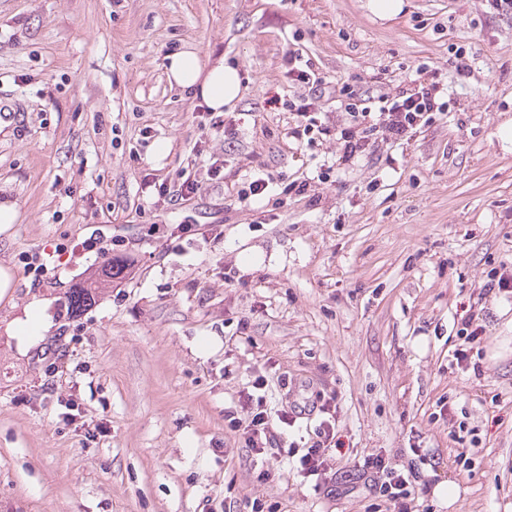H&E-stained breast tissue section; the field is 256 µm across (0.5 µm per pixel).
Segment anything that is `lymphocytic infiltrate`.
Wrapping results in <instances>:
<instances>
[{"instance_id":"f902f5d3","label":"lymphocytic infiltrate","mask_w":512,"mask_h":512,"mask_svg":"<svg viewBox=\"0 0 512 512\" xmlns=\"http://www.w3.org/2000/svg\"><path fill=\"white\" fill-rule=\"evenodd\" d=\"M284 67V76L289 85L306 90L305 95L285 103L295 117L291 137L310 145L330 136L336 137L340 144L338 161L342 164L368 150L370 131L380 132L386 141H407L450 107L447 90L433 73L416 80L413 87L391 95L382 91L372 93L347 84L338 88L330 86L314 63L296 51L288 53ZM339 96L347 101L344 115L333 122L325 120L323 98ZM201 155L200 148H193L179 173L177 186L171 187L164 182L155 184L159 199L187 201L197 193L202 179L222 178L223 160L216 159L207 164L202 161ZM483 321V315L472 310L461 316L457 322L461 342L452 353L458 368L473 371L477 376L482 373V364L472 359L471 351L483 341L486 333ZM265 385V377H256L250 390L240 395L237 405L224 411L226 428L243 437L247 448L258 460L266 456L276 438L262 396ZM336 406V398L332 395L320 398L316 403H295L283 408L278 419L281 424L290 427L306 414H321L322 419L309 446L297 460V470L302 477L321 482L324 495L344 497L348 491L343 484L327 476V460L336 438L330 416L335 413ZM347 478L355 483H364L366 488L377 494L386 512H410L415 498L414 483L410 475L392 467L384 455L376 453L364 457L363 461L354 464Z\"/></svg>"}]
</instances>
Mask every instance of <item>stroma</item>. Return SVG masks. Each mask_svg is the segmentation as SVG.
Instances as JSON below:
<instances>
[{"label": "stroma", "instance_id": "35a3bbf8", "mask_svg": "<svg viewBox=\"0 0 512 512\" xmlns=\"http://www.w3.org/2000/svg\"><path fill=\"white\" fill-rule=\"evenodd\" d=\"M367 3L0 0V202L20 213L0 233L13 275L0 299V512H251L257 499L377 512L368 488L327 498L297 473L316 414L278 438L276 475L257 481L224 409L259 375L273 417L337 394L331 472L381 452L426 483L417 512H512V298L485 303L481 377L448 361L486 271L512 267V16L403 0L382 20ZM184 49L240 71L233 134L202 125L193 92L170 86L166 57ZM295 49L328 82L365 89L381 74L390 93L428 64L451 110L318 181L337 141L298 145L293 114L273 105L297 93L283 75ZM200 141L223 179L158 201L145 177L176 181ZM260 165L273 190L239 201ZM302 179L305 195H283ZM187 215L220 239L172 252L150 231ZM91 237L104 252L73 251ZM131 253L95 303L63 306ZM34 300L48 329L17 335ZM445 405L477 442H457ZM451 481L450 505L438 490Z\"/></svg>", "mask_w": 512, "mask_h": 512}]
</instances>
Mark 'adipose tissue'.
Instances as JSON below:
<instances>
[{
	"label": "adipose tissue",
	"mask_w": 512,
	"mask_h": 512,
	"mask_svg": "<svg viewBox=\"0 0 512 512\" xmlns=\"http://www.w3.org/2000/svg\"><path fill=\"white\" fill-rule=\"evenodd\" d=\"M165 66L171 84L197 92L211 111L234 108L241 98L242 83L235 67L221 62L205 67L200 55L193 50L167 56Z\"/></svg>",
	"instance_id": "obj_1"
}]
</instances>
